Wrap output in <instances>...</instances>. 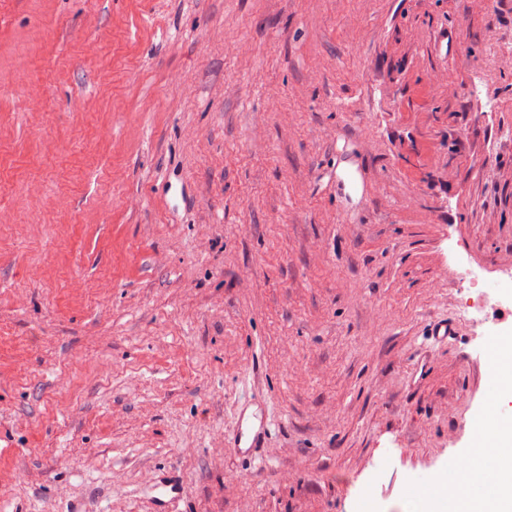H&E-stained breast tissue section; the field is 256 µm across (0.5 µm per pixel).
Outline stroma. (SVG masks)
I'll return each instance as SVG.
<instances>
[{
  "mask_svg": "<svg viewBox=\"0 0 512 512\" xmlns=\"http://www.w3.org/2000/svg\"><path fill=\"white\" fill-rule=\"evenodd\" d=\"M465 264L512 0H0V512H408L494 383Z\"/></svg>",
  "mask_w": 512,
  "mask_h": 512,
  "instance_id": "35a3bbf8",
  "label": "stroma"
}]
</instances>
